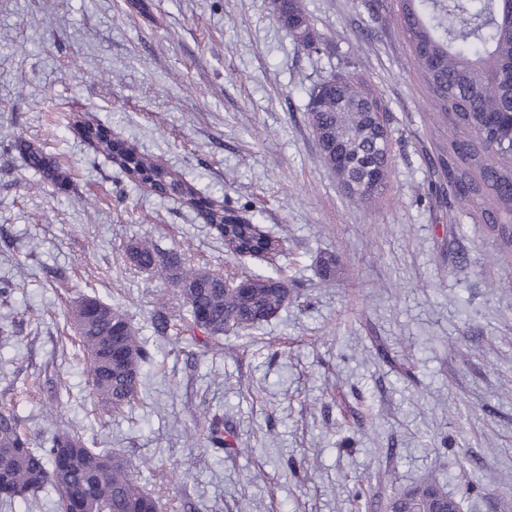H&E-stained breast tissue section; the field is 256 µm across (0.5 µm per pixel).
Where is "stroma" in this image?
I'll return each instance as SVG.
<instances>
[{"label":"stroma","instance_id":"obj_1","mask_svg":"<svg viewBox=\"0 0 512 512\" xmlns=\"http://www.w3.org/2000/svg\"><path fill=\"white\" fill-rule=\"evenodd\" d=\"M381 0H301L320 53L270 0H0V141L23 137L58 186L0 150V406L36 440L60 427L138 465L159 512H386L443 485L460 512L512 500V246L429 189L443 152L423 84ZM349 72L390 111L387 187L349 203L309 123V90ZM280 236L290 301L202 349L158 335L166 276L131 265L146 239L212 272L224 241L184 201L131 183L75 120ZM336 253L322 285L318 261ZM121 306L154 353L140 399L103 413L67 340L69 306ZM240 452L211 448L201 409ZM183 470L182 483L160 485Z\"/></svg>","mask_w":512,"mask_h":512}]
</instances>
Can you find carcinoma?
Here are the masks:
<instances>
[{
	"label": "carcinoma",
	"instance_id": "1",
	"mask_svg": "<svg viewBox=\"0 0 512 512\" xmlns=\"http://www.w3.org/2000/svg\"><path fill=\"white\" fill-rule=\"evenodd\" d=\"M392 14L406 39L433 109L435 123L448 130L440 158L448 189L479 219L512 242V0H393ZM285 27L306 19L297 0H281ZM309 122L325 165L349 199L372 203L386 186L392 159L387 108L349 73L331 75L308 93ZM9 148L25 155L29 167L55 182L64 176L44 153L17 140ZM133 183L147 184L160 196L181 195L206 224L224 234L233 224L239 238L262 248L269 234L258 224H242L213 208L206 198L163 168L143 165L136 155L112 157ZM130 263L144 271L171 272L176 295L188 318L173 325L157 314L158 332L201 334L205 347L228 333L250 330L288 305L281 271L255 273L244 267L225 275L186 267L181 258H164L141 242L127 249ZM339 258L319 259L326 280L336 276ZM69 320L83 351L92 393L107 413H120L138 396L140 375L152 360L126 313L86 296L69 309ZM206 439L213 448L245 453L224 438L223 424L203 414ZM37 447L14 408L0 407V502L11 504L50 485L59 512H158L155 497L138 483L137 467L97 448L83 436L55 428ZM448 491L421 483L393 496L388 512H431Z\"/></svg>",
	"mask_w": 512,
	"mask_h": 512
}]
</instances>
